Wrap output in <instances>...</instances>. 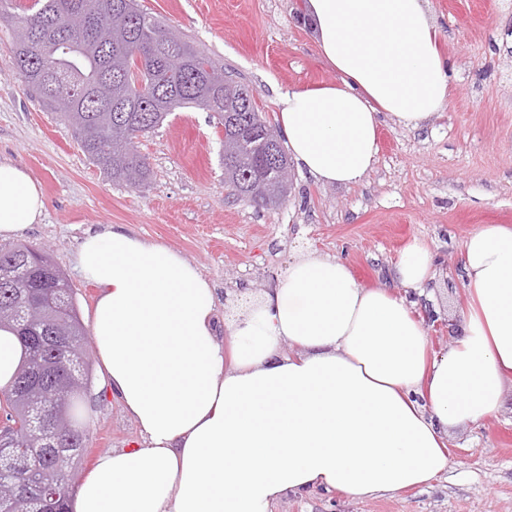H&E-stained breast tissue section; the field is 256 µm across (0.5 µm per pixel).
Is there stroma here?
I'll return each mask as SVG.
<instances>
[{
	"label": "stroma",
	"mask_w": 512,
	"mask_h": 512,
	"mask_svg": "<svg viewBox=\"0 0 512 512\" xmlns=\"http://www.w3.org/2000/svg\"><path fill=\"white\" fill-rule=\"evenodd\" d=\"M137 3L252 90L268 122L277 120L281 91L336 78L304 23L302 0ZM430 9L439 49L456 71L447 104L416 128L384 119L377 161L359 184L324 185L294 166L285 200L263 209L230 196L220 162L224 132L199 108L169 115L137 141L151 169L143 186L112 183L21 81L0 20V159L20 163L48 201L19 243L64 272L86 319L97 290L74 268L77 244L85 233L124 225L195 265L214 285L226 319L242 292L273 287L302 251L343 258L365 287L403 294L393 268L418 239L432 251L436 275L410 310L432 349H448L465 326L464 240L485 224L512 225V0H430ZM83 411L89 447L67 472L72 488L100 454L138 435L106 390H94ZM448 456L447 472L421 488L357 502L304 493L271 512H512L511 380L498 415L452 435Z\"/></svg>",
	"instance_id": "1"
}]
</instances>
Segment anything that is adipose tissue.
<instances>
[{
  "label": "adipose tissue",
  "instance_id": "adipose-tissue-1",
  "mask_svg": "<svg viewBox=\"0 0 512 512\" xmlns=\"http://www.w3.org/2000/svg\"><path fill=\"white\" fill-rule=\"evenodd\" d=\"M307 12L336 80L280 93L279 125L302 170L354 185L381 116L418 127L455 68L429 0H308ZM45 211L40 184L0 161V240ZM462 259L465 333L437 353L407 295L363 286L342 258L298 255L220 328L213 284L176 250L119 224L85 234L74 265L97 290L104 383L138 437L97 458L69 512H270L291 494L429 484L451 433L497 415L512 378V226L483 225ZM395 276L406 290L434 279L430 249L408 245Z\"/></svg>",
  "mask_w": 512,
  "mask_h": 512
}]
</instances>
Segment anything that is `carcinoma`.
<instances>
[{
	"label": "carcinoma",
	"mask_w": 512,
	"mask_h": 512,
	"mask_svg": "<svg viewBox=\"0 0 512 512\" xmlns=\"http://www.w3.org/2000/svg\"><path fill=\"white\" fill-rule=\"evenodd\" d=\"M16 0H0V18L11 23L12 63L40 104L60 113L82 152L114 183L136 187L150 175L147 157L135 140L168 115L198 107L213 113L224 128V183L239 198L268 183L269 165L259 170L252 157L275 151L289 165L281 139L256 106L249 88L224 76L212 82L214 60L176 37L175 65L153 47L163 23L136 0H31L17 13ZM94 16L91 31L66 28L68 15ZM47 27L65 29L73 52H57L37 41ZM30 247L0 251V324L19 335L25 359L10 388L0 390V413L9 415L14 396L22 400V446L0 456V512H65V470L86 448L81 402L93 387L87 337L75 295L64 280L37 287Z\"/></svg>",
	"instance_id": "obj_1"
}]
</instances>
